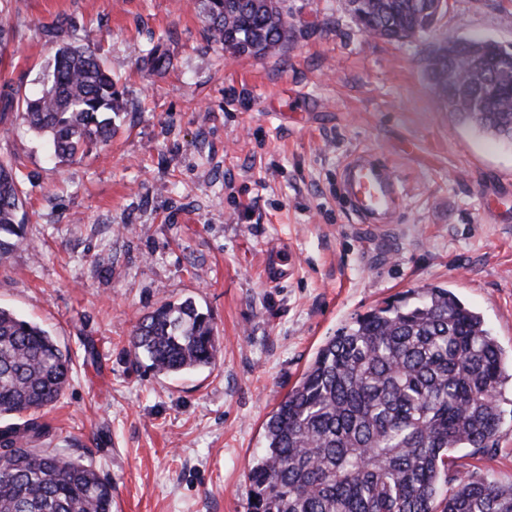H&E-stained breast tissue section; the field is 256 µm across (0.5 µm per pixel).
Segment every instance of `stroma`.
I'll return each instance as SVG.
<instances>
[{
    "label": "stroma",
    "instance_id": "obj_1",
    "mask_svg": "<svg viewBox=\"0 0 512 512\" xmlns=\"http://www.w3.org/2000/svg\"><path fill=\"white\" fill-rule=\"evenodd\" d=\"M288 20L303 34L287 50L234 57L201 0H0V98L39 93L60 41L97 49L115 82L116 132L70 163L0 115L26 237L0 260V306L69 352L42 418L111 482L112 512H247L271 412L340 328L409 289H451L512 366V144L458 124L427 74L444 38L512 45V0H449L404 44L362 33L342 0H288ZM162 35L155 74L140 58ZM359 150L405 188L382 233L338 192ZM187 298L217 328L214 365L149 370L134 326ZM502 408L492 450L458 455L511 483V386Z\"/></svg>",
    "mask_w": 512,
    "mask_h": 512
}]
</instances>
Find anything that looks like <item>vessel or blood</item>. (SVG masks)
Here are the masks:
<instances>
[{
	"instance_id": "b4317fda",
	"label": "vessel or blood",
	"mask_w": 512,
	"mask_h": 512,
	"mask_svg": "<svg viewBox=\"0 0 512 512\" xmlns=\"http://www.w3.org/2000/svg\"><path fill=\"white\" fill-rule=\"evenodd\" d=\"M341 192L362 224H394L403 212L405 191L389 163L356 152L340 171Z\"/></svg>"
}]
</instances>
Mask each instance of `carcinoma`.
I'll use <instances>...</instances> for the list:
<instances>
[{"label": "carcinoma", "mask_w": 512, "mask_h": 512, "mask_svg": "<svg viewBox=\"0 0 512 512\" xmlns=\"http://www.w3.org/2000/svg\"><path fill=\"white\" fill-rule=\"evenodd\" d=\"M434 3L344 0V11L366 35L404 42L436 25ZM203 15L239 56L279 53L297 38L287 0H203ZM505 56L512 45L450 38L431 51L428 73L460 122L512 141V78L488 66ZM17 106L62 161L112 138V74L88 47L58 45L51 80ZM19 193L14 163L1 158L0 256L24 243ZM217 341L210 316L187 298L148 314L129 347L155 372L177 375L211 366ZM71 371L46 330L0 307V417L20 419L0 426V512H112V484L50 447L52 428L37 416ZM509 380L480 313L448 288L408 290L341 328L272 412L247 476L248 512H512V484L461 470L454 456L493 447Z\"/></svg>", "instance_id": "cac0c4a2"}]
</instances>
